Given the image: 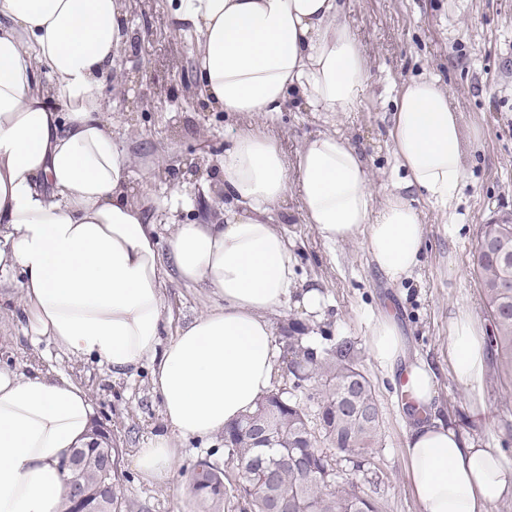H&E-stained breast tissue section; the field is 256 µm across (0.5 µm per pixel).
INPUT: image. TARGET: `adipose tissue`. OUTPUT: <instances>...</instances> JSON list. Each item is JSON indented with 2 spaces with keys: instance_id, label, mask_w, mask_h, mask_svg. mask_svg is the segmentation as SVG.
Returning <instances> with one entry per match:
<instances>
[{
  "instance_id": "ef3b65f1",
  "label": "adipose tissue",
  "mask_w": 512,
  "mask_h": 512,
  "mask_svg": "<svg viewBox=\"0 0 512 512\" xmlns=\"http://www.w3.org/2000/svg\"><path fill=\"white\" fill-rule=\"evenodd\" d=\"M130 0H0V272L20 270L26 330L119 375L151 362L166 432L134 460L143 480L176 473L174 438H208L271 390L276 347L270 315L300 294L321 311L318 289L296 288L295 260L269 215L296 187L306 223L327 242L362 239L391 281L409 277L425 243L413 205L419 193L452 210L466 178L461 117L431 77L405 83L390 130L404 176L374 208L365 160L347 139L322 132L295 157L260 130L290 96L317 111L359 103L367 60L340 0H169L196 31L198 83L241 125L224 149L218 191L230 199L219 223L185 222L188 191L155 197L153 215L131 187L132 159L102 122L106 88ZM179 277L210 288L222 306L164 334L165 270L158 227ZM370 355L399 381L410 416L405 455L423 512H491L512 501V459L476 444L465 418L441 411L436 374L408 355L397 318L379 314ZM448 363L467 390L484 377L479 321L465 306L448 323ZM93 418L73 382L0 366V512H58L66 484L59 463L81 447Z\"/></svg>"
}]
</instances>
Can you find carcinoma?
I'll return each mask as SVG.
<instances>
[{"instance_id": "carcinoma-1", "label": "carcinoma", "mask_w": 512, "mask_h": 512, "mask_svg": "<svg viewBox=\"0 0 512 512\" xmlns=\"http://www.w3.org/2000/svg\"><path fill=\"white\" fill-rule=\"evenodd\" d=\"M471 256L490 328L486 341L497 378L512 381V220L480 226ZM278 344L290 387L274 388L255 409L224 429V454L233 468L199 460L189 477V491L204 512H381L380 501L367 494L347 467L379 477L375 447L382 414L375 384L360 368L354 342L342 338L330 349L311 345L309 328L293 320L280 330ZM314 381L319 392L307 389ZM314 402V414L302 400ZM263 414L272 442L245 429ZM107 441L75 451L77 468L67 472L87 488L98 487ZM285 508H280V505Z\"/></svg>"}]
</instances>
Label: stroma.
Segmentation results:
<instances>
[{
  "label": "stroma",
  "mask_w": 512,
  "mask_h": 512,
  "mask_svg": "<svg viewBox=\"0 0 512 512\" xmlns=\"http://www.w3.org/2000/svg\"><path fill=\"white\" fill-rule=\"evenodd\" d=\"M346 15L369 61L372 79L364 99L344 112H319L306 100L293 99L282 111L264 116L262 125L291 154L321 132L346 138L363 156L380 196L404 175L390 139L394 99L407 80L426 74L447 88L448 104L460 113L473 141L467 179L451 213L414 195L426 242L411 277L398 283L377 269L362 242L324 241L304 223L300 198L289 191L271 221L291 244L299 282L318 287L325 305L312 315L290 303L270 319L277 327L292 318L302 321L313 328L312 341L319 347L329 336L355 341L382 411L377 497L385 512H422L407 480L404 448L409 423L401 395L369 356V329L381 310L394 311L409 340L411 357L433 365L443 409L464 413L469 397L448 365V319L457 306L465 305L480 323H487L470 254L480 224L501 212L512 213V0H346ZM125 24L132 40L119 53L116 77L107 83L99 117L130 152L132 188L139 194L161 193L167 186L159 178L163 168L178 167L187 156L199 157L201 180L185 175L181 181L204 197L207 208L187 212L185 218H217L224 202L212 190L221 174L231 119L197 91L195 33L171 15L167 0H138ZM155 43L169 45L174 60L173 68L154 71V86L162 88L158 95L154 86L136 85L128 77L143 62L145 47ZM0 292L11 296L0 308V365L24 375L52 369L86 391L95 417L111 428L112 443L122 451V492L132 512H195L188 488L191 468L200 459L228 467L223 434L207 440L176 439L182 463L174 480L164 485L142 480L134 467L136 450L147 436L165 430L150 368L115 375L49 340L32 342L25 332L20 289L7 278L0 281ZM219 303L210 289L168 279V334ZM479 391L487 416L474 436L484 443L500 441L504 389L487 376Z\"/></svg>",
  "instance_id": "35a3bbf8"
}]
</instances>
